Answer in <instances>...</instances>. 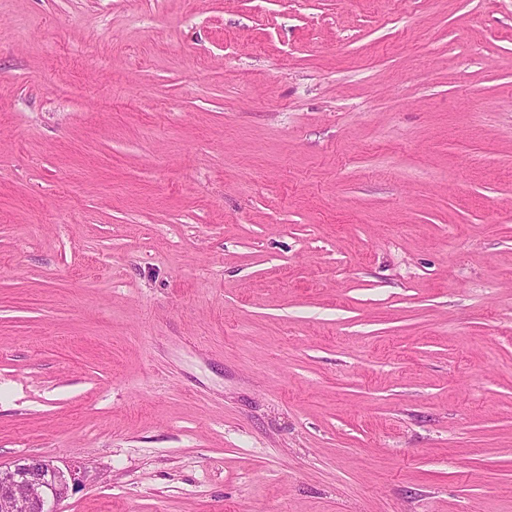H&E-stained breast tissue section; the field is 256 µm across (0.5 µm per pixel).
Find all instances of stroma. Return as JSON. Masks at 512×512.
Listing matches in <instances>:
<instances>
[{
    "instance_id": "35a3bbf8",
    "label": "stroma",
    "mask_w": 512,
    "mask_h": 512,
    "mask_svg": "<svg viewBox=\"0 0 512 512\" xmlns=\"http://www.w3.org/2000/svg\"><path fill=\"white\" fill-rule=\"evenodd\" d=\"M60 512H512V0H0V463ZM84 469L66 471L40 457H19L0 465V512H59L60 503L83 483Z\"/></svg>"
}]
</instances>
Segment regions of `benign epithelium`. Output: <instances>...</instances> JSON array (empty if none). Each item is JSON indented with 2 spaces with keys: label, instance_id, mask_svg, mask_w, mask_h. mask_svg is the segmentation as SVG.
Masks as SVG:
<instances>
[{
  "label": "benign epithelium",
  "instance_id": "benign-epithelium-1",
  "mask_svg": "<svg viewBox=\"0 0 512 512\" xmlns=\"http://www.w3.org/2000/svg\"><path fill=\"white\" fill-rule=\"evenodd\" d=\"M84 468L64 469L40 457L0 465V512H59L60 503L83 483Z\"/></svg>",
  "mask_w": 512,
  "mask_h": 512
}]
</instances>
